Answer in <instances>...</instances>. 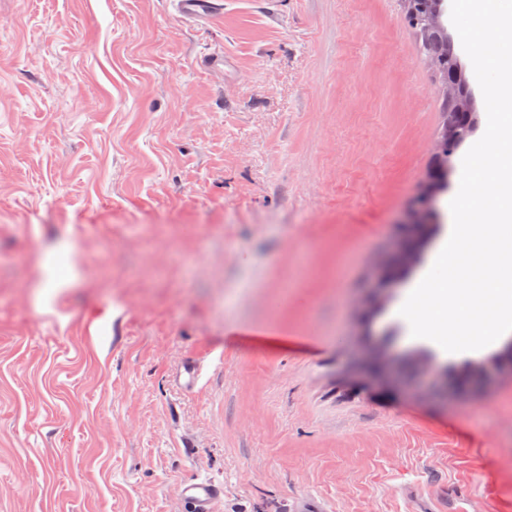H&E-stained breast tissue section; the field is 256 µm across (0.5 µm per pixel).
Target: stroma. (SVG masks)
Segmentation results:
<instances>
[{
    "label": "stroma",
    "mask_w": 512,
    "mask_h": 512,
    "mask_svg": "<svg viewBox=\"0 0 512 512\" xmlns=\"http://www.w3.org/2000/svg\"><path fill=\"white\" fill-rule=\"evenodd\" d=\"M1 80L0 512H512V332L361 315L446 119L403 0H0ZM177 13L185 18H202L215 13L221 0H173ZM180 496L190 512H214L216 503L224 497V486L206 478L184 481Z\"/></svg>",
    "instance_id": "obj_1"
}]
</instances>
